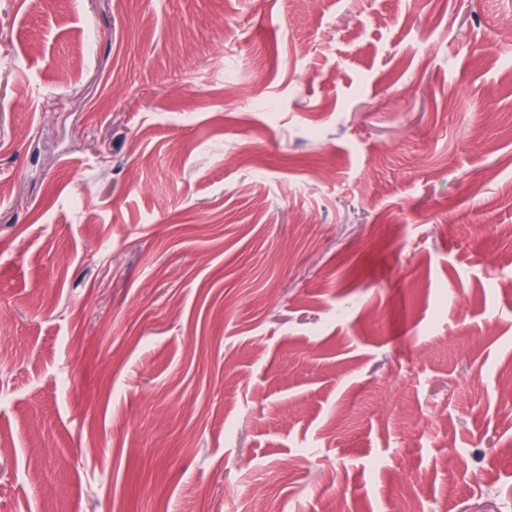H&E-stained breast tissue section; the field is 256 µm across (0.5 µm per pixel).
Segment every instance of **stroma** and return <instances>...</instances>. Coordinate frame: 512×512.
<instances>
[{
  "instance_id": "1",
  "label": "stroma",
  "mask_w": 512,
  "mask_h": 512,
  "mask_svg": "<svg viewBox=\"0 0 512 512\" xmlns=\"http://www.w3.org/2000/svg\"><path fill=\"white\" fill-rule=\"evenodd\" d=\"M512 0H0V512H512Z\"/></svg>"
}]
</instances>
